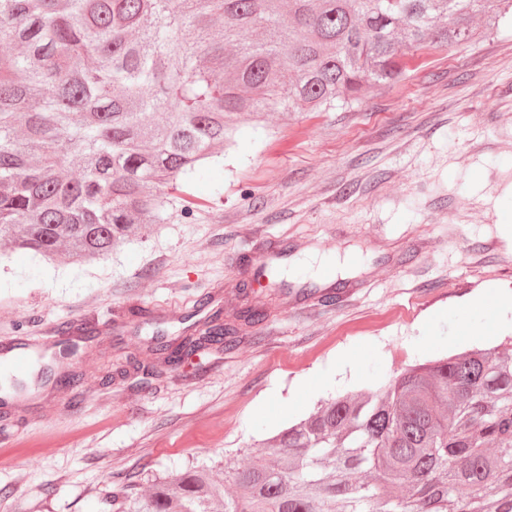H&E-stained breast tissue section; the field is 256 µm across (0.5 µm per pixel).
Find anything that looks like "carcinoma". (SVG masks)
I'll use <instances>...</instances> for the list:
<instances>
[{"instance_id": "obj_1", "label": "carcinoma", "mask_w": 512, "mask_h": 512, "mask_svg": "<svg viewBox=\"0 0 512 512\" xmlns=\"http://www.w3.org/2000/svg\"><path fill=\"white\" fill-rule=\"evenodd\" d=\"M512 0H0V242L102 259L207 177L234 117L351 106L409 52L483 33ZM261 36L252 37L255 31ZM213 320L160 347L167 363ZM112 490L115 512H512V353L472 350L322 404L225 469Z\"/></svg>"}]
</instances>
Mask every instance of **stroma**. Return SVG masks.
Returning <instances> with one entry per match:
<instances>
[{
  "label": "stroma",
  "mask_w": 512,
  "mask_h": 512,
  "mask_svg": "<svg viewBox=\"0 0 512 512\" xmlns=\"http://www.w3.org/2000/svg\"><path fill=\"white\" fill-rule=\"evenodd\" d=\"M263 123L240 120L166 223L103 261L0 254V342L96 328L55 387L0 409V512H111L112 485L240 460L332 395L512 343L511 14L359 104ZM310 254L348 266L327 283ZM250 305L267 317L232 350L171 367L149 348Z\"/></svg>",
  "instance_id": "obj_1"
}]
</instances>
